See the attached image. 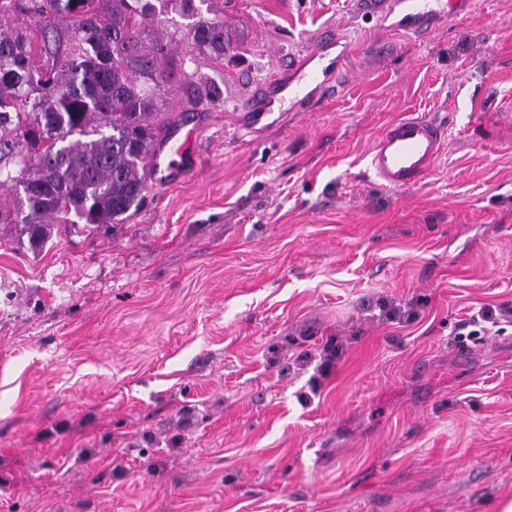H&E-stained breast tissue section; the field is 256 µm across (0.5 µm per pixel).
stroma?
Segmentation results:
<instances>
[{
    "mask_svg": "<svg viewBox=\"0 0 512 512\" xmlns=\"http://www.w3.org/2000/svg\"><path fill=\"white\" fill-rule=\"evenodd\" d=\"M233 57L167 92L195 172L163 170L120 224L0 226V512H496L512 497V0L426 35L356 0H215ZM336 93L256 139L234 122L324 29ZM409 112L445 118L417 187L366 155ZM412 303L395 323L379 300ZM343 355L317 371L328 339Z\"/></svg>",
    "mask_w": 512,
    "mask_h": 512,
    "instance_id": "35a3bbf8",
    "label": "stroma"
}]
</instances>
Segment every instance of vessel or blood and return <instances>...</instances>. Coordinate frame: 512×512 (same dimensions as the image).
I'll return each instance as SVG.
<instances>
[{"label":"vessel or blood","instance_id":"1","mask_svg":"<svg viewBox=\"0 0 512 512\" xmlns=\"http://www.w3.org/2000/svg\"><path fill=\"white\" fill-rule=\"evenodd\" d=\"M360 11L375 19L378 29L423 33L433 16H454L471 0H357ZM351 45L338 30L323 31L313 45L259 92L240 115L252 134L266 130L274 114L314 111L347 71ZM447 128L440 120L407 114L380 134L369 150V163L378 183L404 189L421 183L435 169L444 150Z\"/></svg>","mask_w":512,"mask_h":512}]
</instances>
